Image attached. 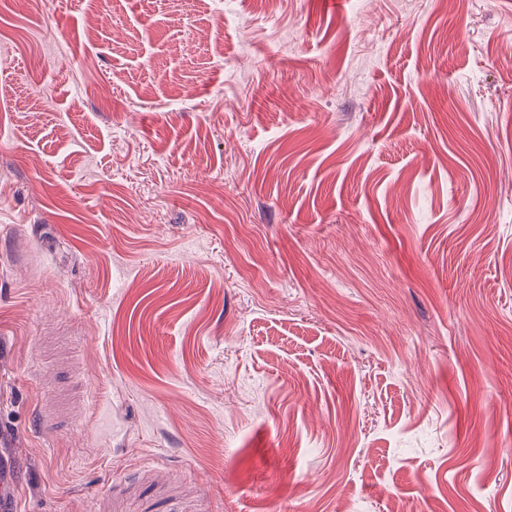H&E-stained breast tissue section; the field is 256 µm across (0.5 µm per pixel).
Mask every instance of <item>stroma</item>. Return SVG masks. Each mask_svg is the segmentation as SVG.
<instances>
[{
  "label": "stroma",
  "instance_id": "obj_1",
  "mask_svg": "<svg viewBox=\"0 0 512 512\" xmlns=\"http://www.w3.org/2000/svg\"><path fill=\"white\" fill-rule=\"evenodd\" d=\"M0 436L19 512H512V0H0Z\"/></svg>",
  "mask_w": 512,
  "mask_h": 512
}]
</instances>
